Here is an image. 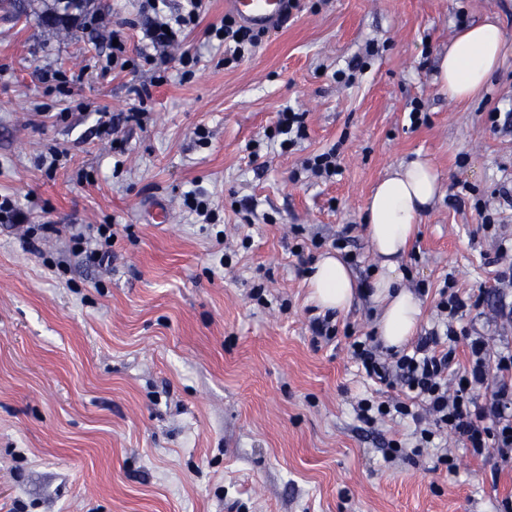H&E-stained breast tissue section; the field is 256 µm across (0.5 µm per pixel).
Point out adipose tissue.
I'll return each mask as SVG.
<instances>
[{"label": "adipose tissue", "instance_id": "adipose-tissue-1", "mask_svg": "<svg viewBox=\"0 0 512 512\" xmlns=\"http://www.w3.org/2000/svg\"><path fill=\"white\" fill-rule=\"evenodd\" d=\"M508 49L495 20L463 28L438 59L440 90L453 102L472 98L498 70ZM438 193L436 171L428 160L418 158L391 170L366 206L368 238L381 259L371 299L378 310V337L390 348H402L415 336L422 320L421 299L403 284L401 258L419 219ZM308 284L311 300L326 311H346L358 294L351 267L334 251L319 256Z\"/></svg>", "mask_w": 512, "mask_h": 512}]
</instances>
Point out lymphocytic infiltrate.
<instances>
[{
    "mask_svg": "<svg viewBox=\"0 0 512 512\" xmlns=\"http://www.w3.org/2000/svg\"><path fill=\"white\" fill-rule=\"evenodd\" d=\"M145 15L140 27L151 49L139 52L137 58L126 55L120 44V31L112 36L118 41L112 49L113 66L134 68L136 60H143L156 70H167L172 60L181 65L196 66L189 54L173 57L172 51L184 35L198 25L203 11V0H188V6L172 17L159 14V0H145ZM210 36L230 45L232 59L239 60L255 48L260 33L242 25L234 15H225L222 24L210 28ZM0 223L23 228L24 248H34L36 241L56 233L53 224L31 226L17 201L0 195ZM454 281H445L439 301L447 320L434 324L408 350L383 352L374 336L355 338L350 352L357 369L372 383L388 388H400L401 398L384 401L363 399L356 405V416L366 424L389 418L408 419L415 425L417 443L414 453L432 448L438 462L448 471H456V456L442 448L448 437L462 439L477 455L492 453L501 461L512 460V350H497L490 337H470L469 365L461 378H454L457 332L451 319L470 307L471 297H464L454 289ZM487 389L484 401H477L475 393Z\"/></svg>",
    "mask_w": 512,
    "mask_h": 512,
    "instance_id": "f902f5d3",
    "label": "lymphocytic infiltrate"
}]
</instances>
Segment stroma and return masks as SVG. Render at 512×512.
<instances>
[{"instance_id":"stroma-1","label":"stroma","mask_w":512,"mask_h":512,"mask_svg":"<svg viewBox=\"0 0 512 512\" xmlns=\"http://www.w3.org/2000/svg\"><path fill=\"white\" fill-rule=\"evenodd\" d=\"M205 4L181 45L201 59L187 79L176 64L159 78L145 64L113 67L114 29L128 53L140 43V0H89L101 22L67 38L35 21L45 0L28 19L0 13V194L58 228L37 252L0 230V512H502L512 463L463 441L448 443L454 473L428 454L385 462L411 426L353 413L357 399L386 397L348 353L376 329L372 303L357 295L334 315L335 339L314 345L306 271L345 233L357 281L371 280L369 196L392 168L427 158L440 192L403 261L420 327L436 320L451 275L462 294L485 293L455 327L512 349V322L498 315L512 283L494 262L512 239V55L465 103L435 82L460 25L494 16L512 43V0H299L238 62L205 34L224 0ZM355 59L344 84L336 73ZM47 69L65 73V91L43 82ZM143 82L144 101L131 91ZM416 106L428 121L414 128ZM286 107L306 113V135L262 151L255 171L245 146ZM141 108L143 126L120 133L124 152L99 139L102 113ZM53 147L69 156L51 169ZM330 147L341 175L304 172ZM195 187L218 226L184 208ZM252 199L248 221L235 207ZM160 202L170 221L148 222ZM75 224L112 225L110 267L73 255Z\"/></svg>"}]
</instances>
